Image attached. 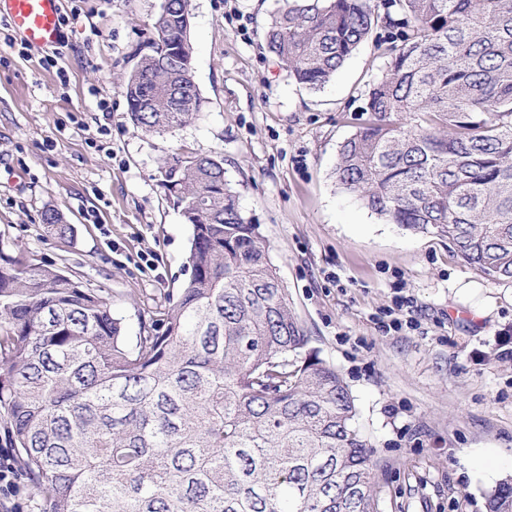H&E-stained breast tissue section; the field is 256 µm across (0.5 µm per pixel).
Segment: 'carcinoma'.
<instances>
[{
	"mask_svg": "<svg viewBox=\"0 0 512 512\" xmlns=\"http://www.w3.org/2000/svg\"><path fill=\"white\" fill-rule=\"evenodd\" d=\"M266 45L321 89L384 23L397 28L336 182L385 221L445 238L512 280V0H279ZM191 0H165L124 76L132 123L163 133L200 110ZM178 46L171 58L166 48ZM192 227L176 300L124 335L101 289L0 250V440L36 512H379L374 450L335 367L309 348L224 162L162 160ZM49 234L74 227L48 209ZM512 512V476L487 497Z\"/></svg>",
	"mask_w": 512,
	"mask_h": 512,
	"instance_id": "1",
	"label": "carcinoma"
}]
</instances>
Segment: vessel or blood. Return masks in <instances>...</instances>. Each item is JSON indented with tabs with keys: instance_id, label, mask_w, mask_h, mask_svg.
I'll return each instance as SVG.
<instances>
[{
	"instance_id": "vessel-or-blood-1",
	"label": "vessel or blood",
	"mask_w": 512,
	"mask_h": 512,
	"mask_svg": "<svg viewBox=\"0 0 512 512\" xmlns=\"http://www.w3.org/2000/svg\"><path fill=\"white\" fill-rule=\"evenodd\" d=\"M62 0H0V19L36 49L57 46Z\"/></svg>"
}]
</instances>
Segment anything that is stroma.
I'll list each match as a JSON object with an SVG mask.
<instances>
[{
    "instance_id": "obj_1",
    "label": "stroma",
    "mask_w": 512,
    "mask_h": 512,
    "mask_svg": "<svg viewBox=\"0 0 512 512\" xmlns=\"http://www.w3.org/2000/svg\"><path fill=\"white\" fill-rule=\"evenodd\" d=\"M162 3L63 0L49 69L42 51L9 48L0 27V249L104 289L137 335L139 310L167 305L188 277L191 227L160 185L161 160L223 157L310 348L356 400L380 512H486V493L512 474V281L482 275L446 240L386 223L333 176L386 71L388 31L376 27L310 91L265 47L276 0H192L201 110L148 134L118 79ZM48 209L74 225L72 238L47 233ZM394 314L402 329L383 331Z\"/></svg>"
}]
</instances>
